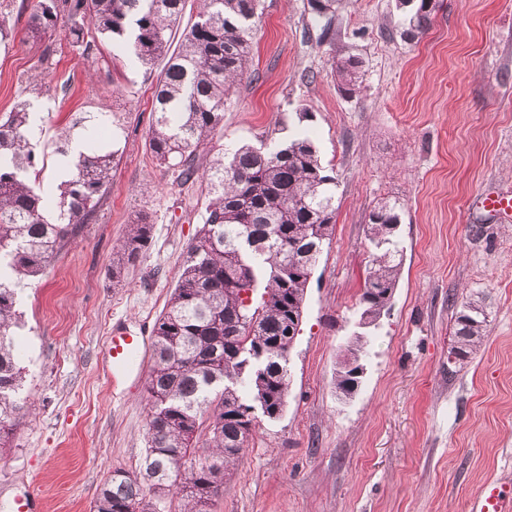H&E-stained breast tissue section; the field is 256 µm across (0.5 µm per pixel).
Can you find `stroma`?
<instances>
[{"mask_svg":"<svg viewBox=\"0 0 512 512\" xmlns=\"http://www.w3.org/2000/svg\"><path fill=\"white\" fill-rule=\"evenodd\" d=\"M21 3L0 0L15 33L0 44V115L26 101L51 105L41 188L53 185L58 129L81 135L79 119L115 112L126 133L94 219L17 290L27 407L0 446V512L30 494L45 512H92L102 485L138 469L146 448L151 359L113 375L108 339L117 326L152 331L206 199L148 150L156 70L130 64L106 38L83 52L61 28L44 56ZM261 8L252 75L211 146L308 132L333 170L338 210L290 351L286 411L256 419L211 512H470L488 483H512V222L479 206L512 189V0H441L411 41L396 0H336L335 36L322 42L307 0ZM347 56L362 62L352 97L331 70ZM391 196L405 203L398 287L368 331L362 383L342 400L333 377L373 253L364 225ZM141 214L152 240L113 284V254ZM459 291L489 312V337L462 366L448 360Z\"/></svg>","mask_w":512,"mask_h":512,"instance_id":"1","label":"stroma"}]
</instances>
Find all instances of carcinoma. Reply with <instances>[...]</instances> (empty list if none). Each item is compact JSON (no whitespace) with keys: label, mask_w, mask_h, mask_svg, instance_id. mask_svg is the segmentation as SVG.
Returning a JSON list of instances; mask_svg holds the SVG:
<instances>
[{"label":"carcinoma","mask_w":512,"mask_h":512,"mask_svg":"<svg viewBox=\"0 0 512 512\" xmlns=\"http://www.w3.org/2000/svg\"><path fill=\"white\" fill-rule=\"evenodd\" d=\"M260 0H199L181 48L170 50L186 0H35L28 36L42 39L66 24L73 47L93 50L100 34L124 45L127 59L162 64L153 92L148 147L183 185L200 183L208 198L165 311L152 336L146 383L147 448L135 472L118 471L100 489L94 512H155L172 495L180 512H211L228 466L241 458L256 414L281 417L288 401V343L300 333L309 278L336 222V177L307 137L268 148L234 146L204 159L224 127V107L249 74ZM437 0L406 12L402 35L415 39L432 23ZM338 86L351 96L361 62L333 63ZM30 105L0 119V435L17 424L20 369L12 342L16 287L44 273L73 242L106 197L124 124L117 114L85 135L58 200L32 186L40 142ZM404 203L378 202L368 214L371 266L359 296L363 313L379 315L396 289L401 262L394 228ZM152 232L138 216L112 259V280L143 256ZM455 361L463 364L488 338V313L456 301ZM205 455H198L199 449Z\"/></svg>","instance_id":"carcinoma-1"}]
</instances>
